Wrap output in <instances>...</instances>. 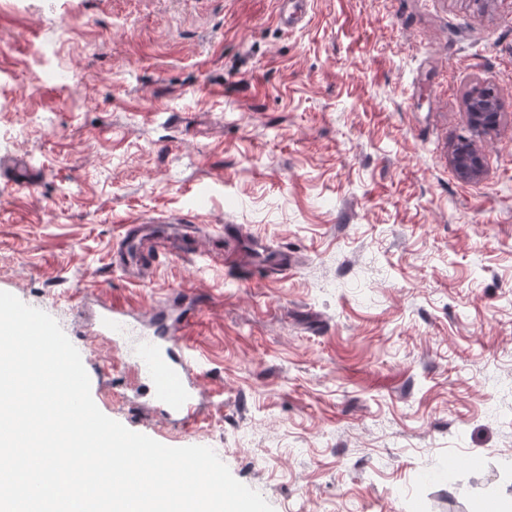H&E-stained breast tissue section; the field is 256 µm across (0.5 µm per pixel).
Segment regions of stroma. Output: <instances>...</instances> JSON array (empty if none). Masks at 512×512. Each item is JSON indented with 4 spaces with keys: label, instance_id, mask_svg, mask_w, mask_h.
I'll return each mask as SVG.
<instances>
[{
    "label": "stroma",
    "instance_id": "1",
    "mask_svg": "<svg viewBox=\"0 0 512 512\" xmlns=\"http://www.w3.org/2000/svg\"><path fill=\"white\" fill-rule=\"evenodd\" d=\"M142 215L207 255L130 281ZM175 289L212 397L190 433L129 398L82 303ZM0 291L58 322L103 414L212 448L274 512L512 503V0H310L296 29L276 0H0ZM470 124L477 130L496 128L500 121V103L497 96L485 91V88L475 89L467 101ZM451 164L463 181H473L484 174L482 153L469 141L460 142L451 155Z\"/></svg>",
    "mask_w": 512,
    "mask_h": 512
}]
</instances>
